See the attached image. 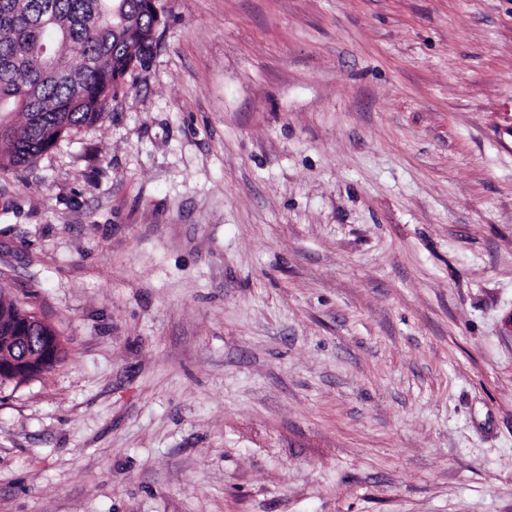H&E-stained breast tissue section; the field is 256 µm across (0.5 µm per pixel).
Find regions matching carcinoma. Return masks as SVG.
Here are the masks:
<instances>
[{
	"label": "carcinoma",
	"instance_id": "carcinoma-1",
	"mask_svg": "<svg viewBox=\"0 0 512 512\" xmlns=\"http://www.w3.org/2000/svg\"><path fill=\"white\" fill-rule=\"evenodd\" d=\"M158 18L144 0H0V170L25 167L109 111L150 52Z\"/></svg>",
	"mask_w": 512,
	"mask_h": 512
}]
</instances>
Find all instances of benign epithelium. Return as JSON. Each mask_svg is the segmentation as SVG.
Listing matches in <instances>:
<instances>
[{
  "instance_id": "obj_1",
  "label": "benign epithelium",
  "mask_w": 512,
  "mask_h": 512,
  "mask_svg": "<svg viewBox=\"0 0 512 512\" xmlns=\"http://www.w3.org/2000/svg\"><path fill=\"white\" fill-rule=\"evenodd\" d=\"M0 319L16 324V333L7 337L0 347V379L9 375L26 379L37 368L44 367L49 353L36 345V334L47 335L54 329L41 317L32 318L23 312L0 313Z\"/></svg>"
}]
</instances>
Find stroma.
<instances>
[{
    "label": "stroma",
    "instance_id": "1",
    "mask_svg": "<svg viewBox=\"0 0 512 512\" xmlns=\"http://www.w3.org/2000/svg\"><path fill=\"white\" fill-rule=\"evenodd\" d=\"M0 172V512H512V0H158ZM2 320H11L16 324V333L14 336H8L7 341L1 345L0 338V379H28L31 372L37 368L39 370L38 377L49 372L66 358V350H64L60 339L57 345L56 363L51 362L44 367L45 361L49 358V353L36 345V338H47L54 336H34L37 333L47 335L54 332V329L46 323L38 314L33 319L30 315L16 311L9 313L2 310ZM53 341L41 340V346L52 347ZM2 347V349H1ZM12 376L10 379H4L5 376Z\"/></svg>",
    "mask_w": 512,
    "mask_h": 512
}]
</instances>
